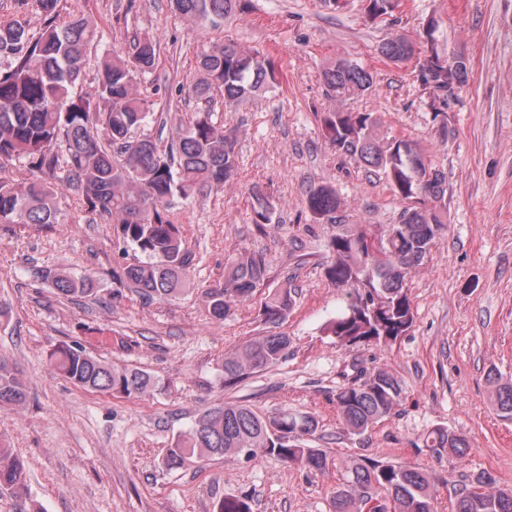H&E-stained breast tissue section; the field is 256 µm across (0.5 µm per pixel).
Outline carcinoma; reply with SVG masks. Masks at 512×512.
I'll list each match as a JSON object with an SVG mask.
<instances>
[{
    "instance_id": "carcinoma-1",
    "label": "carcinoma",
    "mask_w": 512,
    "mask_h": 512,
    "mask_svg": "<svg viewBox=\"0 0 512 512\" xmlns=\"http://www.w3.org/2000/svg\"><path fill=\"white\" fill-rule=\"evenodd\" d=\"M176 13L200 27L216 29L235 11L237 0H170ZM368 15L391 14L398 0H367ZM42 24L34 33L21 22H0V57L10 65L0 70V224H56L61 187L81 196L87 210L115 224L123 248L136 261L114 272L119 288L133 289L146 300L179 296L193 266L194 255L185 248L178 225L168 219L176 198L188 199L205 187L222 186L238 167L237 135L212 121L209 109L194 113L162 147L152 137L132 138L145 125L149 101L138 91V76L156 61V42L141 38L134 52L121 56L108 51L97 56V80L91 91H78L87 56L97 49L96 28L82 15L57 23L58 0H34ZM381 56L393 63L411 59L414 45L399 36L383 42ZM440 54L429 49L422 80L442 95L468 77L463 58L452 69L438 64ZM200 77L191 88L199 100L211 102L221 93L231 108L248 95L279 84L275 63L258 51L242 50L229 42L198 59ZM336 95H352L373 87L374 75L348 60L323 73ZM378 119L369 112H328L323 132L333 147L382 175L395 193L411 202L399 223L382 228L380 243L368 242L364 226L336 234L329 248L333 260L327 279L338 288H353L354 278L369 273L363 292L350 295L348 306L327 327L337 341L349 345L388 344L413 325L414 308L404 288L408 269L420 265L444 228L447 184L444 174L426 164L408 141L383 142L376 138ZM21 164L39 174L18 184L3 176L9 165ZM65 175H60V172ZM254 223L269 224L272 208L260 189L254 190ZM314 217L336 223L339 200L326 184L313 186L306 198ZM265 262L261 255L242 251L224 267V279L204 291L211 319L224 321L231 308L252 298L262 285ZM57 293L70 298L91 295L92 282L69 271L47 274ZM296 291L290 281L269 292L263 315L269 321L288 317ZM289 339L280 334L258 336L224 355V384H236L276 364L286 353ZM54 366L84 389L140 397L158 381L134 366H115L81 348L63 344L52 354ZM403 393L401 380L384 367L364 373L336 393V410L347 431L363 434L387 417ZM27 400L24 380L0 359V409H13ZM492 401L499 416L512 420V383L494 385ZM317 421L311 415L284 411L263 415L240 401L206 411L189 432L167 449L163 464L182 468L196 460L236 456L250 448V459L278 457L310 471L323 473L327 453L306 444ZM425 447L462 456L468 441L460 434L437 428L427 435ZM351 478L331 492L333 512H363L373 499L377 512H435L434 484L429 472L416 465L360 457L352 461ZM24 461L10 448L0 447V494L20 497L27 492ZM215 512H250L249 504L227 497ZM454 512H512V490L460 493Z\"/></svg>"
}]
</instances>
